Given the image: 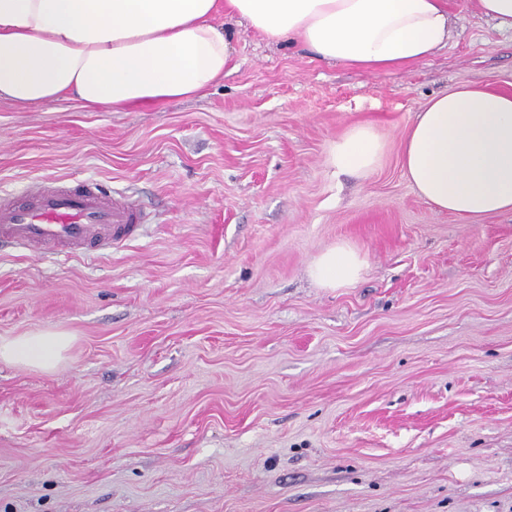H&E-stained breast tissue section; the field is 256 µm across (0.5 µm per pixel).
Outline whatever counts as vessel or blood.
Returning a JSON list of instances; mask_svg holds the SVG:
<instances>
[{
	"label": "vessel or blood",
	"mask_w": 512,
	"mask_h": 512,
	"mask_svg": "<svg viewBox=\"0 0 512 512\" xmlns=\"http://www.w3.org/2000/svg\"><path fill=\"white\" fill-rule=\"evenodd\" d=\"M146 219L131 198L92 182L32 180L21 196H0V242L42 256H91L136 237Z\"/></svg>",
	"instance_id": "vessel-or-blood-1"
}]
</instances>
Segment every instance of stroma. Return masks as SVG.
<instances>
[{"instance_id": "35a3bbf8", "label": "stroma", "mask_w": 512, "mask_h": 512, "mask_svg": "<svg viewBox=\"0 0 512 512\" xmlns=\"http://www.w3.org/2000/svg\"><path fill=\"white\" fill-rule=\"evenodd\" d=\"M447 45L361 74L236 20L204 95L97 112L0 100V190L134 192L144 232L93 260L0 250V512H512V212L434 210L401 140L432 95L512 92V34L449 0ZM360 123L379 168L336 171ZM338 244L359 280L324 288ZM363 265L364 259L356 250L340 244L323 252L310 273L324 288H344L358 280ZM70 337L62 332H46L38 336H18L0 342V359L36 369H49L60 358Z\"/></svg>"}]
</instances>
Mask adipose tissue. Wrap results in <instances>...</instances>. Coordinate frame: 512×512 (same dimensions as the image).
<instances>
[{
	"label": "adipose tissue",
	"instance_id": "1",
	"mask_svg": "<svg viewBox=\"0 0 512 512\" xmlns=\"http://www.w3.org/2000/svg\"><path fill=\"white\" fill-rule=\"evenodd\" d=\"M272 43L362 73L419 63L445 46L448 0H0V99L35 106L72 98L112 111L195 97L224 78L230 36L217 15ZM385 142L368 124L336 141V170L377 168ZM403 173L434 209L475 219L512 212V92L458 84L429 98L402 141ZM364 265L345 244L323 252L312 278L353 285ZM62 332L0 342V359L49 369Z\"/></svg>",
	"mask_w": 512,
	"mask_h": 512
}]
</instances>
